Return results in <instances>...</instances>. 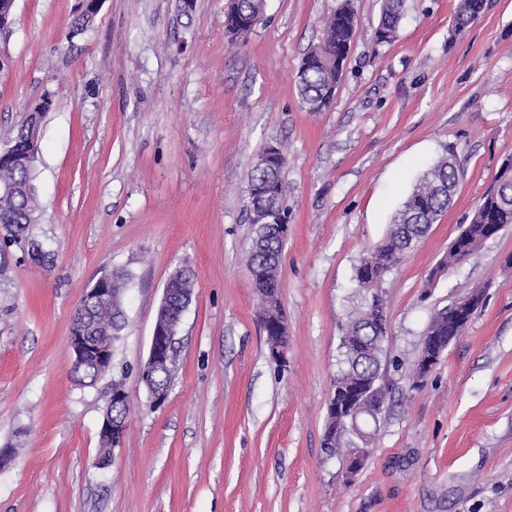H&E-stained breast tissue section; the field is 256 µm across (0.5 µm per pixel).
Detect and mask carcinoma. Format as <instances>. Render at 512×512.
I'll use <instances>...</instances> for the list:
<instances>
[{"label":"carcinoma","mask_w":512,"mask_h":512,"mask_svg":"<svg viewBox=\"0 0 512 512\" xmlns=\"http://www.w3.org/2000/svg\"><path fill=\"white\" fill-rule=\"evenodd\" d=\"M405 0H384L376 40L386 43L396 38ZM484 0H459L455 23L464 29L473 23L484 9ZM356 13L352 0H341L335 12L324 23L319 43L311 50L314 63L297 72L300 96L310 112H324L332 104L343 69L332 64L341 48L352 42L355 32ZM33 119H26L20 127L0 145L23 152L32 139ZM282 164L267 163L263 159L253 163L249 185L271 184L273 196L257 198L253 204L260 207L285 209L282 187ZM29 171L23 165L0 161V238L6 245L24 242L35 250V256L45 258L38 245L27 238L30 224L35 222L39 210L37 196L22 191L29 181ZM458 182L454 151L438 161L413 187L397 211L384 239L362 256L353 267V281L361 293L366 289H383L388 274L426 236L432 224L448 208ZM512 224V179H498L478 203L470 224L465 227L468 237L475 243L493 233V227L503 229ZM283 243L270 224H258L251 239L246 258L250 272L264 268L265 279L254 282L262 314L283 317L280 304L279 257ZM125 285V274L111 273L109 287L114 291L112 301L97 305L90 314V326L102 336L116 337L120 329V295ZM385 300L376 297L369 303L360 304L348 314L343 336V367L336 378L335 388L383 376L384 342L387 331ZM360 438L355 432L337 420L327 419L324 447L343 454Z\"/></svg>","instance_id":"cac0c4a2"}]
</instances>
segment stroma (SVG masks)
I'll return each instance as SVG.
<instances>
[{
	"label": "stroma",
	"mask_w": 512,
	"mask_h": 512,
	"mask_svg": "<svg viewBox=\"0 0 512 512\" xmlns=\"http://www.w3.org/2000/svg\"><path fill=\"white\" fill-rule=\"evenodd\" d=\"M228 0H15L0 31V138L42 98L29 234L47 253L0 250V512H512V224L436 282L430 272L512 158V0L455 27L458 0H407L376 43L383 0H354L356 32L331 107L296 87L339 0H266L246 42ZM281 143L289 235L280 266L284 364L268 353L246 265L248 176ZM455 153L456 193L388 275L391 398L370 456L346 478L322 446L357 302L352 269L428 168ZM196 271L166 403L146 360L166 280ZM121 271L110 370L70 372L86 288ZM483 301L420 388L415 364L438 309ZM127 429L100 469L111 381ZM233 4L234 1H230L228 9L225 13V22L228 23V20L232 17L237 29H239L242 34L249 35L258 25L261 18H250L246 16H240L233 8ZM225 34L227 35V37L231 39V41L242 40L246 38L245 35H240L239 32H236L227 27L225 28Z\"/></svg>",
	"instance_id": "1"
}]
</instances>
